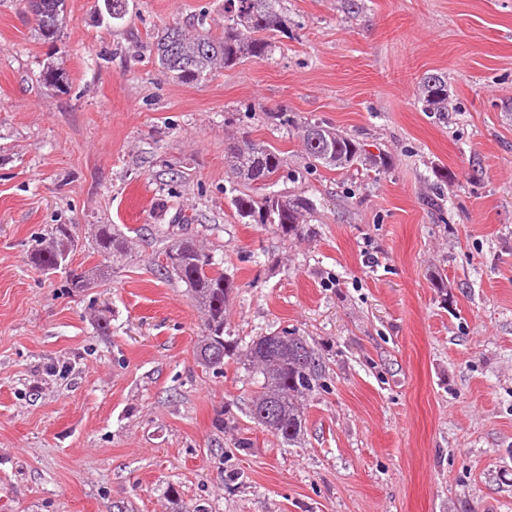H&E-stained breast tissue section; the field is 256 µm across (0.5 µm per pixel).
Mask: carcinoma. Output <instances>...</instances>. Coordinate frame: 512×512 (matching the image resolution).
Returning <instances> with one entry per match:
<instances>
[{
    "instance_id": "cac0c4a2",
    "label": "carcinoma",
    "mask_w": 512,
    "mask_h": 512,
    "mask_svg": "<svg viewBox=\"0 0 512 512\" xmlns=\"http://www.w3.org/2000/svg\"><path fill=\"white\" fill-rule=\"evenodd\" d=\"M29 8L43 18L37 26L45 42L60 34L65 23V0H27ZM284 26V20L274 7V0H224V35H212L206 26L188 35L178 26H170L157 37L156 59L159 67L182 83L204 79L218 68L230 67L244 58L262 59L275 48L273 35ZM45 88L65 90L64 72L48 65L42 73ZM424 110L448 111V80L438 73L422 79ZM304 151L311 162L330 170H344L355 165L374 168L382 157L373 155L365 145L350 135L323 122H310L302 129ZM228 162L239 178L259 189L265 188L278 176L283 167L280 152L253 140L237 139L228 146ZM233 204L243 218L256 224H274L277 231L288 237L299 231L301 211L308 206L302 199H292L275 191L261 196L242 194ZM72 244V229L58 224L51 231L47 245L30 253L31 263L43 270L60 267L63 249ZM96 252L112 257L124 252L123 240L112 225L102 224L96 236ZM180 255L177 266H163L175 274L191 290L193 299L205 319L197 356L202 366L221 371L224 362L210 361L211 355L221 352L235 355L236 342L224 338V306L234 284L216 267L212 258L193 242L177 240L164 255ZM103 275L98 268L92 272L72 271L68 288L78 292L91 284V275ZM248 364L263 376L262 391L254 398L251 418L274 437L290 445L298 442L305 424L304 401L314 387L319 373V360L308 341L302 336L268 334L257 336L244 350Z\"/></svg>"
}]
</instances>
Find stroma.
<instances>
[{
    "label": "stroma",
    "mask_w": 512,
    "mask_h": 512,
    "mask_svg": "<svg viewBox=\"0 0 512 512\" xmlns=\"http://www.w3.org/2000/svg\"><path fill=\"white\" fill-rule=\"evenodd\" d=\"M65 8L53 46L0 0V512H171L173 490L186 512H512V0H278L270 57L191 84L154 43L202 16L223 34L224 0ZM56 54L63 93L40 81ZM429 73L447 113L423 109ZM307 121L387 166H312ZM244 135L281 153L275 191L312 200L297 235L238 216ZM57 224L68 269L107 265L93 288L31 264ZM101 224L126 242L108 262ZM176 238L234 282L238 345L314 348L300 443L251 418L243 356L198 363L204 316L157 265Z\"/></svg>",
    "instance_id": "1"
}]
</instances>
